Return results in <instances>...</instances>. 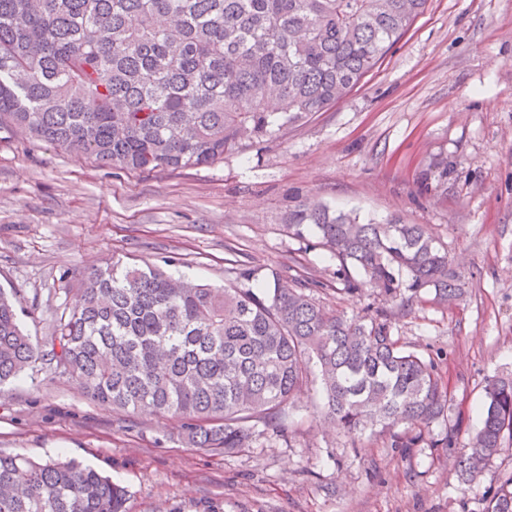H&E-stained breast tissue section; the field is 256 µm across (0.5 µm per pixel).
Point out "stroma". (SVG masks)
Instances as JSON below:
<instances>
[{
	"label": "stroma",
	"mask_w": 512,
	"mask_h": 512,
	"mask_svg": "<svg viewBox=\"0 0 512 512\" xmlns=\"http://www.w3.org/2000/svg\"><path fill=\"white\" fill-rule=\"evenodd\" d=\"M306 202L428 225L465 295L402 308L345 292L329 252L285 227ZM115 257L214 287L234 282L235 262L275 268L320 280L328 310H387L400 344L437 363L455 447L351 442L311 387L286 407V437L226 453L189 447L175 419L91 401L50 364L51 336L82 275ZM0 288L38 346L0 391V453L78 459L127 487L129 512H483L512 452L469 486L453 465L487 380L512 372V0H428L331 108L209 165L129 173L1 129Z\"/></svg>",
	"instance_id": "35a3bbf8"
}]
</instances>
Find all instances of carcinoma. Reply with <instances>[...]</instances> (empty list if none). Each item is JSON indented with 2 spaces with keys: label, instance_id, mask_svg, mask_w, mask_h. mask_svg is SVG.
I'll use <instances>...</instances> for the list:
<instances>
[{
  "label": "carcinoma",
  "instance_id": "1",
  "mask_svg": "<svg viewBox=\"0 0 512 512\" xmlns=\"http://www.w3.org/2000/svg\"><path fill=\"white\" fill-rule=\"evenodd\" d=\"M427 0H0V125L98 164L183 170L276 136L334 104L409 30ZM288 234H313L350 293L402 306L463 293L423 224L361 223L301 204ZM256 288H210L114 260L80 281L51 337L55 370L95 402L180 423L193 448H247L261 422L318 372L321 413L353 441L391 431L419 447L448 416L433 359L403 349L387 311L347 316L311 295L326 284L239 267ZM18 300L0 290V386L33 368ZM403 427L397 432L395 428ZM512 449V372L490 379L479 429L457 457L464 485ZM129 491L69 460L0 453V512H129ZM485 512H512V473Z\"/></svg>",
  "mask_w": 512,
  "mask_h": 512
}]
</instances>
